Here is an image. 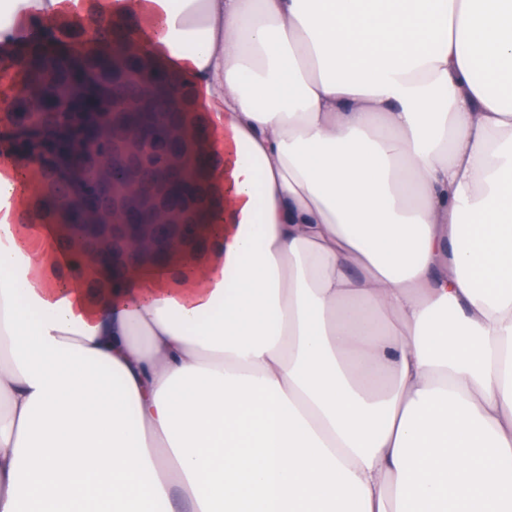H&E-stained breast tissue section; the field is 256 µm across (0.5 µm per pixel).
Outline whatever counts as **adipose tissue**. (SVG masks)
Returning a JSON list of instances; mask_svg holds the SVG:
<instances>
[{
  "label": "adipose tissue",
  "instance_id": "1",
  "mask_svg": "<svg viewBox=\"0 0 512 512\" xmlns=\"http://www.w3.org/2000/svg\"><path fill=\"white\" fill-rule=\"evenodd\" d=\"M112 13L221 203L116 285L0 217V512H512V0Z\"/></svg>",
  "mask_w": 512,
  "mask_h": 512
}]
</instances>
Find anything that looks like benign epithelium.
<instances>
[{"mask_svg":"<svg viewBox=\"0 0 512 512\" xmlns=\"http://www.w3.org/2000/svg\"><path fill=\"white\" fill-rule=\"evenodd\" d=\"M102 27L94 21L68 41L73 111H58L41 88L25 89L0 104V140L11 143V159L39 173L42 205L63 214L80 261L120 281L195 240L199 211L213 201L207 192L193 204L198 186H208L211 156L206 128L184 119L192 82L150 66L129 21L108 25L111 50L100 62L112 76L108 92L87 88L81 55ZM130 73L160 89L153 104L125 87Z\"/></svg>","mask_w":512,"mask_h":512,"instance_id":"1","label":"benign epithelium"}]
</instances>
